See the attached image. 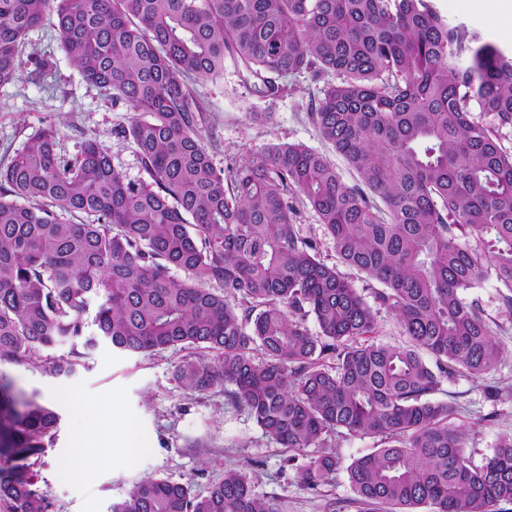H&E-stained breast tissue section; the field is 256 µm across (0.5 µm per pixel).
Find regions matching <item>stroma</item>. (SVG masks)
I'll return each instance as SVG.
<instances>
[{
  "label": "stroma",
  "mask_w": 512,
  "mask_h": 512,
  "mask_svg": "<svg viewBox=\"0 0 512 512\" xmlns=\"http://www.w3.org/2000/svg\"><path fill=\"white\" fill-rule=\"evenodd\" d=\"M450 25L490 37L512 48V31L504 32L501 11L480 0H434ZM47 63L34 77V60ZM282 97H255L232 63L216 80L197 79L193 87L202 98L207 126L222 141L216 166L240 164L272 143H299L322 153L343 181L355 173L344 158L324 141L307 116L318 101L324 81L310 74L287 77ZM253 112L270 113L264 124L250 120ZM133 112L128 104L86 83L60 48L49 22L30 31L20 54V77L0 86V165L21 150L27 139L46 125L58 129V149L75 157L81 145L95 140L106 147L113 166L128 180L144 177L136 147L122 136ZM490 318L503 358L491 372L444 381L435 398L456 409L474 464H481L497 440L512 434V311L501 306L495 281L469 290ZM185 352L179 348L126 353L99 344L77 359L73 372L52 377L42 368L0 365L27 393L36 394L60 416L56 437L34 467L36 487L49 503V512H109L130 488L146 478L189 484L193 493L207 494L225 470L243 473L256 494L275 497L280 512H335L336 502L352 498L344 471L355 458L377 448L375 438L346 435L335 440L341 471L331 485L312 491L302 486L298 468L305 452H291L269 441L246 413L228 407L223 388L198 394L186 390L172 375ZM91 418L114 450L109 464L85 471L84 461L71 451L76 421ZM135 453H127L126 445ZM77 470L78 478L64 479L62 468Z\"/></svg>",
  "instance_id": "1"
}]
</instances>
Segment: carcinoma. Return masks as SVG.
I'll return each mask as SVG.
<instances>
[{
    "label": "carcinoma",
    "mask_w": 512,
    "mask_h": 512,
    "mask_svg": "<svg viewBox=\"0 0 512 512\" xmlns=\"http://www.w3.org/2000/svg\"><path fill=\"white\" fill-rule=\"evenodd\" d=\"M47 16L83 79L133 109L123 133L146 178L127 179L95 140L64 157L52 125L0 166V364L69 373L46 350L81 336L87 349H206L215 358L184 359L174 379L222 386L271 441L314 449L307 489L335 480L332 437L348 434L380 438L346 468L358 512L512 503V435L475 465L453 408L430 400L501 358L464 293L494 280L512 311V50L449 25L431 0H0V86ZM227 58L272 100L290 75H337L308 117L357 183L302 144L216 167L222 143L203 139L192 79L223 76ZM301 205L339 263L381 285L374 300L404 342L377 339L372 307L301 234ZM58 424L0 375L8 512H48L32 468ZM110 512L280 510L228 470L204 496L144 480Z\"/></svg>",
    "instance_id": "1"
}]
</instances>
